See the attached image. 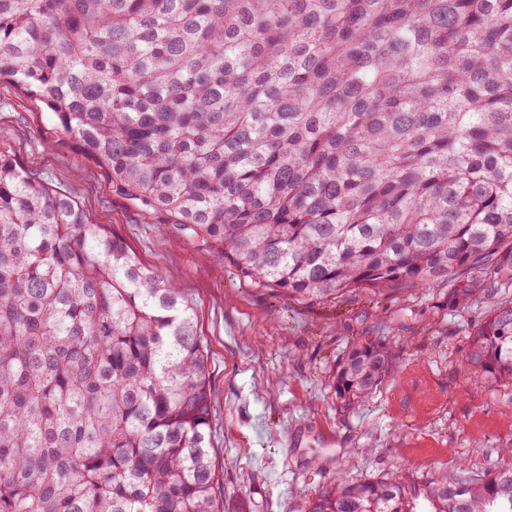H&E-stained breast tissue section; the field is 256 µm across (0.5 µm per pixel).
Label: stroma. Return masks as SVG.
Instances as JSON below:
<instances>
[{
	"instance_id": "obj_1",
	"label": "stroma",
	"mask_w": 512,
	"mask_h": 512,
	"mask_svg": "<svg viewBox=\"0 0 512 512\" xmlns=\"http://www.w3.org/2000/svg\"><path fill=\"white\" fill-rule=\"evenodd\" d=\"M47 114L0 80V147L112 225L139 261L193 305L209 353L211 446L225 512H307L336 475L437 479L512 464V387L465 373L469 326L487 307H449L436 289L361 293L307 307L244 284L235 268L113 193L103 171ZM396 345L388 382L343 409L336 363L355 341Z\"/></svg>"
}]
</instances>
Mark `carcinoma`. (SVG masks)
Returning <instances> with one entry per match:
<instances>
[{
	"label": "carcinoma",
	"mask_w": 512,
	"mask_h": 512,
	"mask_svg": "<svg viewBox=\"0 0 512 512\" xmlns=\"http://www.w3.org/2000/svg\"><path fill=\"white\" fill-rule=\"evenodd\" d=\"M2 79L257 288L488 304L468 364L512 386V0H0ZM394 364L353 344L336 398ZM209 380L175 283L0 149V512H224ZM309 512H512V466Z\"/></svg>",
	"instance_id": "obj_1"
}]
</instances>
